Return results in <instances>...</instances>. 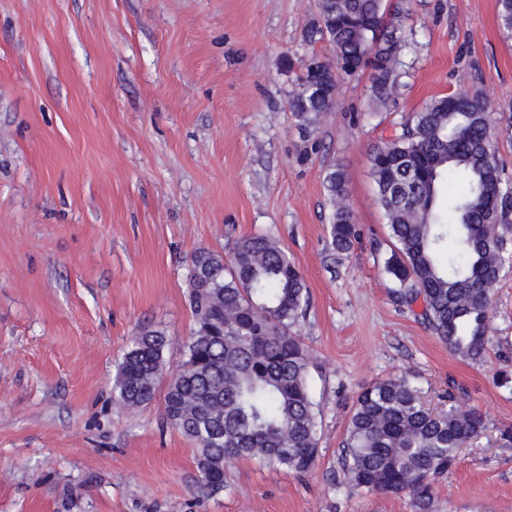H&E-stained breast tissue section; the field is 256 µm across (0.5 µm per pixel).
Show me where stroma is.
Returning a JSON list of instances; mask_svg holds the SVG:
<instances>
[{"label":"stroma","mask_w":512,"mask_h":512,"mask_svg":"<svg viewBox=\"0 0 512 512\" xmlns=\"http://www.w3.org/2000/svg\"><path fill=\"white\" fill-rule=\"evenodd\" d=\"M318 0H0V512H416L350 487L342 441L364 386L405 372L431 405L449 381L487 428L436 487L432 512H512V259L493 289V344L471 363L398 305L393 240L371 152L425 102L463 88L490 103L512 182V38L497 0H390L410 47L390 104L362 72L334 111L298 125L289 101ZM344 170L361 235L330 250L325 177ZM272 234L310 306L316 466L229 463L199 493L194 442L164 397L113 399L116 365L150 326L178 365L193 327L189 258Z\"/></svg>","instance_id":"1"}]
</instances>
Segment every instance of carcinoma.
Here are the masks:
<instances>
[{
  "instance_id": "1",
  "label": "carcinoma",
  "mask_w": 512,
  "mask_h": 512,
  "mask_svg": "<svg viewBox=\"0 0 512 512\" xmlns=\"http://www.w3.org/2000/svg\"><path fill=\"white\" fill-rule=\"evenodd\" d=\"M386 0H318L309 37L327 40L344 75L369 70L378 107L393 100L407 37L387 22ZM498 23L512 37V0H498ZM332 65H305L289 109L302 125L333 111ZM488 103L466 90L437 97L412 113L400 133L370 156L377 200L395 249L385 262L393 299L421 302V317L454 355L483 361L491 342L493 286L508 259L494 227L512 217V184L492 146ZM333 251L358 237L340 168L326 175ZM194 328L172 370L169 341L157 329L133 337L119 362L113 397L129 410L151 403L167 380V422L197 446V488L224 491V469L241 458L304 474L319 455L317 405L307 378L313 358L295 327L309 307L295 260L269 234L237 239L230 253L200 249L190 258ZM448 385L434 410L401 374L357 395L343 441L348 483L370 494L409 495L431 512L436 482L459 449L485 429L483 413L464 407Z\"/></svg>"
}]
</instances>
